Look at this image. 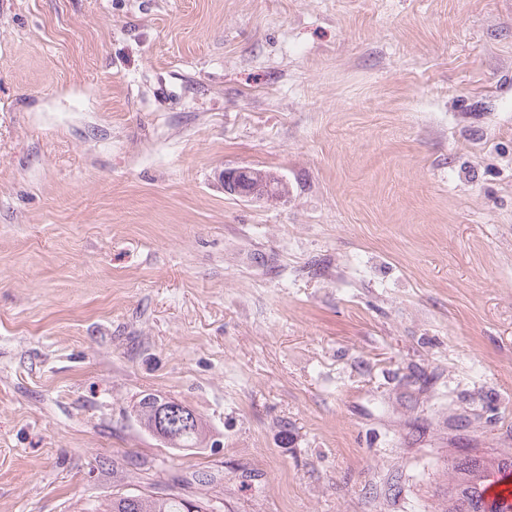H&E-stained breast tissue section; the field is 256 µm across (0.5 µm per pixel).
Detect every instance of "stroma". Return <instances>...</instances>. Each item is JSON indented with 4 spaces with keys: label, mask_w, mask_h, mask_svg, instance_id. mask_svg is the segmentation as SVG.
Wrapping results in <instances>:
<instances>
[{
    "label": "stroma",
    "mask_w": 512,
    "mask_h": 512,
    "mask_svg": "<svg viewBox=\"0 0 512 512\" xmlns=\"http://www.w3.org/2000/svg\"><path fill=\"white\" fill-rule=\"evenodd\" d=\"M465 452L512 454V0H0V512H431ZM258 172H263L266 176H270L276 183V173L263 168L253 167ZM224 182V190L230 195L248 200L262 201L269 204H277L286 198L280 179L278 187H274L270 180L255 173L251 167L240 166L235 168H227L221 173ZM156 399L161 401H175L156 393H146L142 395L136 405V419L140 426L149 433H151V427L154 421L153 404ZM186 407L194 414L196 425L192 432L182 437L180 436L191 427L193 421L192 416L187 415L185 410L172 403H167L160 407L156 414L153 429L158 436L166 438L180 437L177 442L166 444L170 449L177 451H193V449L203 448L207 444L209 430L205 420L188 406ZM173 412H177V415L182 414L180 416L181 418L176 422L171 420ZM208 510V501L202 498L191 500L176 494L122 493L113 495L99 512H209Z\"/></svg>",
    "instance_id": "35a3bbf8"
}]
</instances>
